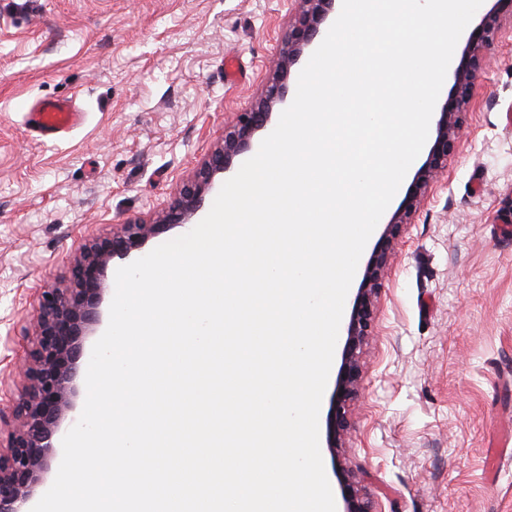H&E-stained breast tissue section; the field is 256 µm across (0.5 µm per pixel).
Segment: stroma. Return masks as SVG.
<instances>
[{
  "mask_svg": "<svg viewBox=\"0 0 512 512\" xmlns=\"http://www.w3.org/2000/svg\"><path fill=\"white\" fill-rule=\"evenodd\" d=\"M297 0H0V407L18 401L42 290L113 225L151 221L257 100ZM241 74L227 78L224 58ZM71 98L84 125L46 140L22 102ZM512 31L475 83L448 167L383 280L351 471L375 512H512Z\"/></svg>",
  "mask_w": 512,
  "mask_h": 512,
  "instance_id": "stroma-1",
  "label": "stroma"
}]
</instances>
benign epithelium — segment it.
Instances as JSON below:
<instances>
[{"mask_svg": "<svg viewBox=\"0 0 512 512\" xmlns=\"http://www.w3.org/2000/svg\"><path fill=\"white\" fill-rule=\"evenodd\" d=\"M335 4L336 0H299L274 76L265 84L260 98L224 126L222 142L182 186L167 209L152 222L119 224L112 234L92 239L75 259L69 286L42 293L25 393L11 411L0 413V426L20 421L19 428L9 436L6 452L0 453V512H27V503L46 482L49 456L59 438L61 424L73 409L76 364L84 354L86 337L98 323L108 262L115 257H133L161 231L192 223L216 177L230 170L233 159L250 147L256 133L266 127L273 110L284 103L291 69L315 44ZM501 27L500 12L493 7L469 36L454 64L451 92L435 110L427 160L416 171L400 205L383 225L364 266L348 317L326 417L325 444L334 456L345 447L350 434L349 408L360 389L361 354L373 335L376 303L385 271L405 227L426 202L438 174L448 167V156L457 147L463 116L469 108L471 89ZM336 477L343 504L341 512H373L370 498L351 472L339 468Z\"/></svg>", "mask_w": 512, "mask_h": 512, "instance_id": "1", "label": "benign epithelium"}]
</instances>
